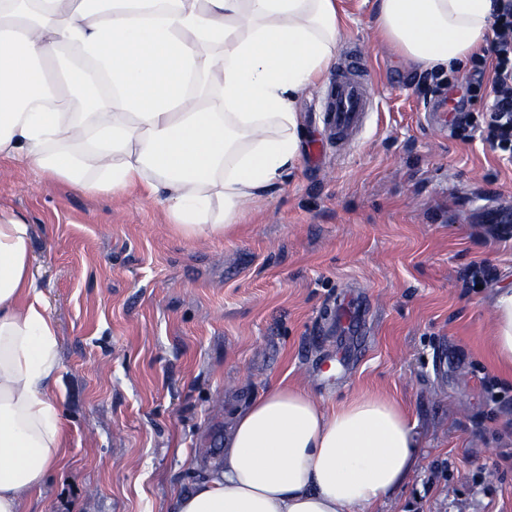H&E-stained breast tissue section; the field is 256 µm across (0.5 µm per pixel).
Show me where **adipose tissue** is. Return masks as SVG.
<instances>
[{
  "label": "adipose tissue",
  "mask_w": 512,
  "mask_h": 512,
  "mask_svg": "<svg viewBox=\"0 0 512 512\" xmlns=\"http://www.w3.org/2000/svg\"><path fill=\"white\" fill-rule=\"evenodd\" d=\"M495 0H375L373 27L423 72L487 46ZM336 0H0V158L84 194L140 188L191 240L224 236L301 161L300 99L336 61ZM77 47L112 94L60 67ZM30 227L0 213V512H28L67 462L49 392L54 318L34 277ZM491 350L512 379V287L492 304ZM406 411L371 391L326 406L278 382L231 416L224 453L175 491L171 512H376L414 464Z\"/></svg>",
  "instance_id": "1"
}]
</instances>
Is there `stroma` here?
<instances>
[{
	"instance_id": "35a3bbf8",
	"label": "stroma",
	"mask_w": 512,
	"mask_h": 512,
	"mask_svg": "<svg viewBox=\"0 0 512 512\" xmlns=\"http://www.w3.org/2000/svg\"><path fill=\"white\" fill-rule=\"evenodd\" d=\"M337 6L336 61L366 53L374 109L336 148L326 84L303 97L300 165L224 238L181 237L136 188L87 195L0 164V208L31 226L69 432L31 512H169L221 457L232 413L279 381L407 410L415 463L379 512H512V381L490 346L494 291L512 287V237L490 216L512 209V167L426 125L448 76L380 43L372 0ZM342 302L360 331L329 328Z\"/></svg>"
}]
</instances>
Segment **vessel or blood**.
<instances>
[{"label":"vessel or blood","instance_id":"obj_1","mask_svg":"<svg viewBox=\"0 0 512 512\" xmlns=\"http://www.w3.org/2000/svg\"><path fill=\"white\" fill-rule=\"evenodd\" d=\"M366 70L363 54L354 53L328 87L323 121L337 143L348 142L362 128L370 110Z\"/></svg>","mask_w":512,"mask_h":512}]
</instances>
